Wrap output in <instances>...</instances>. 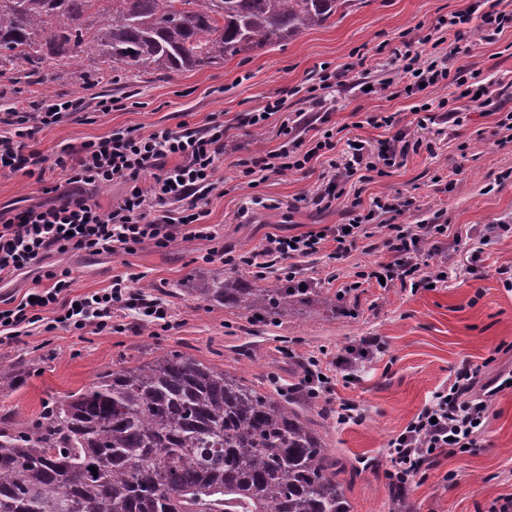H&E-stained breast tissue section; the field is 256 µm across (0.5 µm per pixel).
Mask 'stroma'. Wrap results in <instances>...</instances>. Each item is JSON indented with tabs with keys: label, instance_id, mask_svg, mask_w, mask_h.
<instances>
[{
	"label": "stroma",
	"instance_id": "obj_1",
	"mask_svg": "<svg viewBox=\"0 0 512 512\" xmlns=\"http://www.w3.org/2000/svg\"><path fill=\"white\" fill-rule=\"evenodd\" d=\"M471 0H349L320 28L281 43L240 54L231 60L169 76L123 69L101 71L90 63L49 82L0 75V114L16 100L36 104L46 99L81 102L90 112L108 97H131L126 110L92 122L67 121L41 129L31 149L56 157L63 146L139 128L143 132L193 128L219 121L230 127L233 142L216 164L218 188L210 198L208 223L213 240L175 238L168 248L146 242L130 254L74 252L63 260L70 271L69 295L109 287L115 276L135 274L132 291L158 300L172 329L132 314L120 333H33L0 345V365L22 364L25 374L13 388L0 391V415L18 422L34 420L45 401L89 386L106 370L154 358L170 351L244 378L261 390L293 392L308 357L330 370L328 391L310 402V414L334 453L338 479L350 512H487L497 499L512 496V388L494 399L481 448L450 453L426 475L405 487L403 499H391L384 446L431 399L455 371L481 367L484 378L512 373V292L499 269L512 268V237L485 239L472 225L512 224V140L496 127L497 114L467 112L462 123L419 121L414 98L386 99L364 91L365 83L399 81L394 52L405 34L433 33L440 18L464 10ZM450 66L471 65L481 77L496 79L495 103L512 110V29L491 44L476 36L448 49ZM345 69L336 87L330 123L341 130L338 150L363 142L377 150L394 132L412 147L384 176L365 183L361 198L389 194L407 202L403 224H416L441 212L448 226L437 238L432 263L447 261L448 280L437 288L410 292L363 284L329 311L316 303L295 306L272 324H261L238 310L199 302L189 294L192 279L224 268L225 255L258 247L270 233L297 235L343 221L340 207L320 212L307 204L321 184L323 164L270 176L259 185L242 178L237 160L279 146V128L287 117L310 109L302 95L288 97V110L273 115L262 131L243 126L246 113L286 89L316 83L322 66ZM380 112L396 114L389 131L368 119ZM39 185L25 177L0 175V211L44 201ZM324 253L296 260L297 277L336 294L355 272L389 255L381 237L357 243L341 259ZM479 263H472V255ZM375 337L382 353L362 362L356 383H345L336 358L360 339ZM344 400L359 403L365 419L338 425L335 408Z\"/></svg>",
	"mask_w": 512,
	"mask_h": 512
}]
</instances>
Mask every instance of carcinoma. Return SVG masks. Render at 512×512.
Returning <instances> with one entry per match:
<instances>
[{"instance_id": "cac0c4a2", "label": "carcinoma", "mask_w": 512, "mask_h": 512, "mask_svg": "<svg viewBox=\"0 0 512 512\" xmlns=\"http://www.w3.org/2000/svg\"><path fill=\"white\" fill-rule=\"evenodd\" d=\"M347 0H0V74L58 58L181 73L319 27ZM189 292L280 318L336 297L236 268ZM95 467L96 471L89 470ZM294 398L178 351L97 375L31 423L0 418V512H350Z\"/></svg>"}]
</instances>
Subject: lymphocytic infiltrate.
Returning a JSON list of instances; mask_svg holds the SVG:
<instances>
[{
  "label": "lymphocytic infiltrate",
  "instance_id": "obj_1",
  "mask_svg": "<svg viewBox=\"0 0 512 512\" xmlns=\"http://www.w3.org/2000/svg\"><path fill=\"white\" fill-rule=\"evenodd\" d=\"M436 28L437 36L418 38L417 49L408 48L400 53L405 80L402 92L410 97L423 91L459 87V106L449 107L447 98L441 97L439 102L428 99L413 107L419 113L439 105L446 109L448 118L457 122L465 111L491 104L494 82L476 81L468 66L449 67L443 46L446 40L459 39L473 29L479 30L482 41L495 42L506 29L512 28V10L505 8L503 0H478L476 8L439 19ZM341 76L338 70L323 71L318 83L305 90L306 100L319 109V116L311 122L301 116L295 125L283 126L285 142L251 156L243 162L242 174L260 182L269 175L300 171L311 161L327 158L329 169L312 203L322 211L331 209L342 197H349L344 223L291 237L267 235L259 247L239 256V263L262 274L270 269L272 260L279 259L286 263L284 275L292 279L296 271L291 260L319 254L327 241H334L337 253L343 254L356 241L369 240L381 233L390 261L362 269L357 281L343 283V292L355 290L361 281L381 280L386 287L413 291L445 281V264H430L426 256L430 241L447 233L446 224L396 223L403 205L390 195L374 197L367 206L361 201L358 174L377 170L381 165L393 166L402 135L384 141L375 154L359 147L351 155H336L337 130L329 126L327 114L333 109L330 92ZM76 112V104L70 101L47 100L36 111L25 102L13 103L1 119L10 132L0 135V172L34 179L46 195L58 190L49 178L56 168L67 172L72 184L121 182L128 191L116 205L105 207L83 195L72 194L60 204H35L0 221V282L23 274L25 269L48 258L72 252L126 254L147 241L164 249L173 240L170 229L174 226L183 228L190 238L214 236L212 225L206 222V206L217 188L215 163L226 148L224 139L228 132L223 124L215 123L201 130L185 127L147 134L127 128L67 146L52 161L27 149V139L36 132L68 121ZM305 124L313 131L307 139L297 132ZM151 203L163 207V214L148 217L145 208ZM45 276L50 287L34 290L31 297L22 298L12 307L0 308V344L29 335L39 327L47 333L78 332L89 326L100 332L121 330L128 311L136 308L152 312L158 320L167 318L159 302L131 293L128 277H115L109 288L98 293L72 297L67 293L68 269L53 266ZM480 373L477 367H461L448 386L436 391L407 426L387 440L386 479L408 483L432 468L441 455L466 453L480 447L491 402L500 389L512 388V375L496 385L479 382Z\"/></svg>",
  "mask_w": 512,
  "mask_h": 512
}]
</instances>
